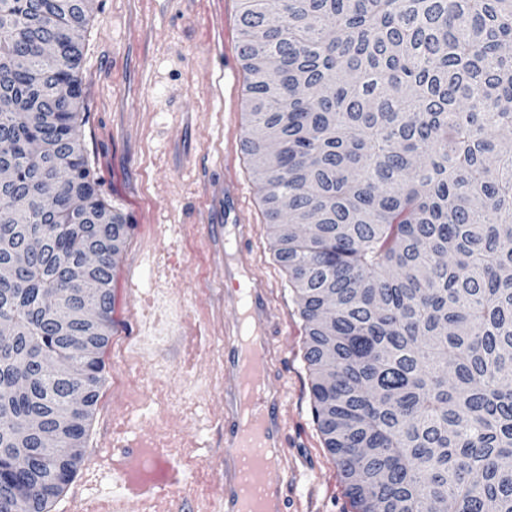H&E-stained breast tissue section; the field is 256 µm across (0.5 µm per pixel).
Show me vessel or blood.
Here are the masks:
<instances>
[{
  "label": "vessel or blood",
  "instance_id": "vessel-or-blood-1",
  "mask_svg": "<svg viewBox=\"0 0 512 512\" xmlns=\"http://www.w3.org/2000/svg\"><path fill=\"white\" fill-rule=\"evenodd\" d=\"M241 188L224 184V221L208 227L209 247L224 249V501L223 512H284L296 480L288 473L284 389L276 376V338L283 318L272 283L246 243L252 225L240 218ZM175 467L163 461L143 494L164 495Z\"/></svg>",
  "mask_w": 512,
  "mask_h": 512
}]
</instances>
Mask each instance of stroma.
<instances>
[{
	"mask_svg": "<svg viewBox=\"0 0 512 512\" xmlns=\"http://www.w3.org/2000/svg\"><path fill=\"white\" fill-rule=\"evenodd\" d=\"M242 0H94L77 134L102 197L131 226L112 278V335L84 458L51 512H218L224 493L223 268L206 244L214 187L242 186L255 261L274 285L286 390L289 512H353L312 414L305 321L277 263L243 149ZM182 465L166 497L133 496L153 460Z\"/></svg>",
	"mask_w": 512,
	"mask_h": 512,
	"instance_id": "obj_1",
	"label": "stroma"
}]
</instances>
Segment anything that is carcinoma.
I'll return each mask as SVG.
<instances>
[{"label":"carcinoma","mask_w":512,"mask_h":512,"mask_svg":"<svg viewBox=\"0 0 512 512\" xmlns=\"http://www.w3.org/2000/svg\"><path fill=\"white\" fill-rule=\"evenodd\" d=\"M91 12L0 0V266L44 242L0 280L17 332L0 341V512H49L83 460L131 228L71 142ZM239 26L244 150L354 512H512V0H244ZM61 162L70 178L45 199ZM91 249L87 297L64 270ZM53 303L100 317L62 328ZM42 352L75 375L22 367ZM29 417L62 446L45 456L32 434L19 478L10 425Z\"/></svg>","instance_id":"cac0c4a2"}]
</instances>
